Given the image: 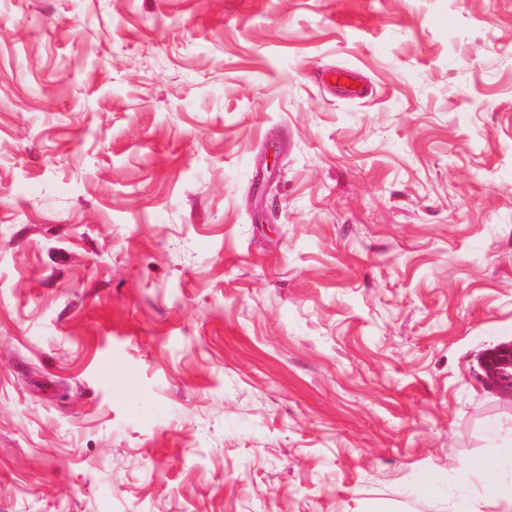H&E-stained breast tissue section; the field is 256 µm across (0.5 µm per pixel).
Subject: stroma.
<instances>
[{
  "label": "stroma",
  "mask_w": 512,
  "mask_h": 512,
  "mask_svg": "<svg viewBox=\"0 0 512 512\" xmlns=\"http://www.w3.org/2000/svg\"><path fill=\"white\" fill-rule=\"evenodd\" d=\"M510 339L512 0H0V512H512ZM330 83L335 84L336 90L342 95L349 97H360L364 94V88L356 85V77L352 72H332L328 73L327 77ZM351 84H355V87H351ZM473 377L493 395L512 402V341L484 350L477 358Z\"/></svg>",
  "instance_id": "stroma-1"
}]
</instances>
